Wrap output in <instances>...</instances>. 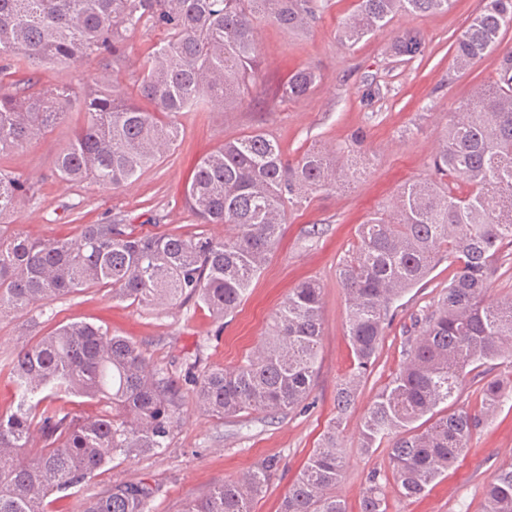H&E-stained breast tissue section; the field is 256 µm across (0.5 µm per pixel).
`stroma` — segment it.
Returning <instances> with one entry per match:
<instances>
[{"instance_id": "35a3bbf8", "label": "stroma", "mask_w": 512, "mask_h": 512, "mask_svg": "<svg viewBox=\"0 0 512 512\" xmlns=\"http://www.w3.org/2000/svg\"><path fill=\"white\" fill-rule=\"evenodd\" d=\"M317 4V19L305 34L261 22L259 70L249 95L228 112L181 113L176 148L132 185L60 181L56 153L85 119L76 108L47 138L0 156V169L32 189L10 221L35 238L73 237L83 225L106 221L136 224L150 233L196 231L184 203L193 164L224 141L259 128L279 142L289 162L314 147L336 154L350 167L345 181L309 193L289 210L280 244L253 279L247 299L226 318H214L191 301L139 309L112 298L104 288H87L0 318L1 362L58 325L86 321L142 346L152 364L179 382L192 363L201 368L237 366L267 336L289 289L311 279L322 288L323 336L313 388L301 405L284 414L245 413L220 421L199 408L191 389H183L168 448L132 464L104 467L75 495L54 498L51 512H76L79 500L96 496L112 483L144 476L159 487L150 512H185L189 501L269 460L275 466L268 490L253 502L252 512H279L313 448L335 420L346 458L336 493L349 512H360L375 472L383 479L388 512H484L485 487L500 468L512 463V395L421 498L401 495L388 448L361 446L362 418L402 365L403 343L415 317L435 309L456 273L446 261L392 304L376 360L351 409L343 415L336 409V391L353 367L338 267L355 245L360 224L391 208L406 181L432 177L433 157L459 102L495 79L496 55L465 70L453 62L454 40L480 12L483 0H453L448 12L430 16L396 15L384 30L353 46L337 38L353 0ZM407 30L424 35L423 56L410 60L396 54L395 39ZM163 39L162 30L148 25L131 35L124 54L110 65L120 88H136L147 58ZM305 67L321 75L310 94L295 102L277 98V88L289 72Z\"/></svg>"}]
</instances>
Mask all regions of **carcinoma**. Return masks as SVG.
<instances>
[{"label": "carcinoma", "mask_w": 512, "mask_h": 512, "mask_svg": "<svg viewBox=\"0 0 512 512\" xmlns=\"http://www.w3.org/2000/svg\"><path fill=\"white\" fill-rule=\"evenodd\" d=\"M315 0H0V155L46 136L76 104L85 120L56 157L62 181L118 187L136 181L178 141L176 117L193 109L230 111L256 67L261 20L306 33ZM453 0H356L338 38L354 44L385 28L398 13L429 16ZM158 27L165 38L138 83L145 109L106 71L89 82L43 85L18 74L31 67H77L87 57L121 56L130 33ZM512 0H484L454 43L465 69L498 53L497 79L460 102L434 157L439 180H412L394 211L359 225L338 277L347 302L354 371L336 392L340 414L353 405L372 367L391 304L443 259L457 265L419 335L404 342L405 360L373 401L362 424V447L388 444L401 494H423L462 454L474 430L502 403L504 380L494 362L512 364V299L485 302L488 270L512 221L498 208L512 199ZM396 53L425 51L421 33L397 36ZM313 68L278 89L299 100L317 85ZM336 158L312 149L291 164L268 133L252 131L201 158L184 190L197 224H225L215 239L201 231L143 233L133 224H87L69 239H31L0 224V315L82 288H107L139 308L202 303L215 317L235 311L278 243L288 208L310 191L334 186ZM29 187L0 170V218L11 215ZM323 333L321 288L292 289L271 334L243 364L216 367L188 381L203 410L218 420L242 413H284L305 401L316 374ZM13 385L12 409L0 414V512H50L48 498L82 485L117 459L134 460L168 447L178 421L179 387L150 364L131 340L87 322L57 327L23 347L0 374ZM481 384L478 409L458 404L460 390ZM98 406L73 409L74 398ZM331 424L284 497L280 512H348L336 496L345 466ZM272 463L214 487L187 512H251L265 493ZM158 488L147 478L118 482L81 502L77 512H148ZM485 512H512V464L485 488ZM361 512H388L378 475Z\"/></svg>", "instance_id": "1"}]
</instances>
